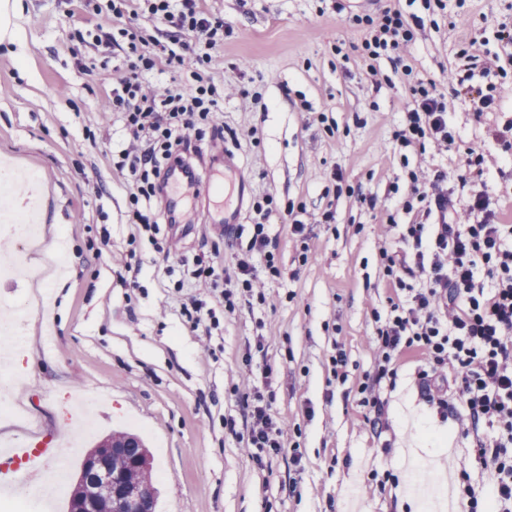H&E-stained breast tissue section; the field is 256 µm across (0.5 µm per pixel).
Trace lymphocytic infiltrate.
<instances>
[{"label":"lymphocytic infiltrate","mask_w":512,"mask_h":512,"mask_svg":"<svg viewBox=\"0 0 512 512\" xmlns=\"http://www.w3.org/2000/svg\"><path fill=\"white\" fill-rule=\"evenodd\" d=\"M107 9L126 25L118 32L96 29L97 43H126L132 60L120 73L111 98L101 112L121 114L131 136V147L117 151L112 167L128 173V221L144 232L157 234L164 212L151 209L161 196L171 163L182 160L193 140L202 139L204 129L218 130L222 99L219 87L206 69L214 51L224 43V22L213 17L203 0H107ZM146 14L165 39L160 53L140 52L142 36L136 21ZM412 39L411 24L401 11L381 13L367 42L374 52L385 53L403 75V52ZM196 62L186 80L174 87H155L144 78L158 66L180 67L185 57ZM412 104L406 123L396 134L401 147L415 145L425 136L449 144L448 102L435 80L412 86ZM447 170L435 172L431 181L411 175L403 201L405 211L422 206L425 218L408 225L407 235L415 244H429V252L406 255L385 254V270L396 286L407 289L406 304L394 305L374 341L378 370L375 381L360 388L362 402L371 408L373 425H381L387 402L380 382L392 371L393 360L404 350L419 349L426 356L420 373L426 399L447 414L449 394H456L466 412L460 424L476 431L488 425L501 437L493 447L478 443L479 458L490 479L496 512H512V246L504 237L512 228L497 223L485 193H478L472 211L482 213L480 222L460 230L448 220L453 204L442 189ZM495 279L492 292L477 284L479 268ZM424 279L423 287H408L411 278ZM284 431L271 418L267 406L250 408L246 445L279 452Z\"/></svg>","instance_id":"obj_1"}]
</instances>
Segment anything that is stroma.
<instances>
[{"label": "stroma", "instance_id": "35a3bbf8", "mask_svg": "<svg viewBox=\"0 0 512 512\" xmlns=\"http://www.w3.org/2000/svg\"><path fill=\"white\" fill-rule=\"evenodd\" d=\"M205 0L224 19V44L208 71L224 89V137L205 141L197 166L230 149L243 169L242 235L194 219L161 225L156 241L128 222L126 187L112 174V151L130 136L119 114L97 107L127 64L122 50L80 41L78 31L119 27L87 0H17L15 44L0 45V160L38 176L37 240L27 252L0 242V267L24 264L27 276H0V296H45L19 323L25 354L14 360L13 390L0 391V440L43 434L76 436L59 482H42L24 500L0 496V512H68L82 460L104 435L143 438L153 461L157 512H460L462 485L482 512L491 489L476 438L421 398L420 352L392 362L382 380L388 402L373 427L358 388L373 376L376 315L407 293L385 274L383 252H414L401 234L410 173L432 179L446 168L455 221L475 223L474 194L486 191L512 225V149L499 138L512 121V69L467 83L495 85L483 115L459 94L457 57L511 51L496 38L512 25V0ZM387 8L417 15L421 27L404 51L411 80L441 79L452 147L425 139L400 147L411 81L387 57L365 59L369 21ZM484 148V180L467 181L466 150ZM273 197L269 213L252 208ZM375 205H368V198ZM295 209L305 223L293 234ZM332 220H325V213ZM396 214V223L386 221ZM269 245L251 251L254 225ZM209 255L223 268L222 290L183 285L181 258ZM129 266H122V256ZM250 260L260 294L243 292L239 260ZM198 298L219 321L202 353L183 306ZM264 350H257V342ZM344 351L346 364L332 357ZM252 371L255 385L237 389ZM263 396L285 430L279 453L249 456L239 432L245 405ZM25 421L5 415L15 401ZM235 421L228 429L227 421ZM446 469L444 494L413 497L406 486L419 466Z\"/></svg>", "mask_w": 512, "mask_h": 512}]
</instances>
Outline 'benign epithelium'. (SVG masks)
I'll return each instance as SVG.
<instances>
[{"mask_svg": "<svg viewBox=\"0 0 512 512\" xmlns=\"http://www.w3.org/2000/svg\"><path fill=\"white\" fill-rule=\"evenodd\" d=\"M110 448H97L83 462L79 482L84 494L74 512H147V494L126 487L112 472Z\"/></svg>", "mask_w": 512, "mask_h": 512, "instance_id": "benign-epithelium-1", "label": "benign epithelium"}]
</instances>
